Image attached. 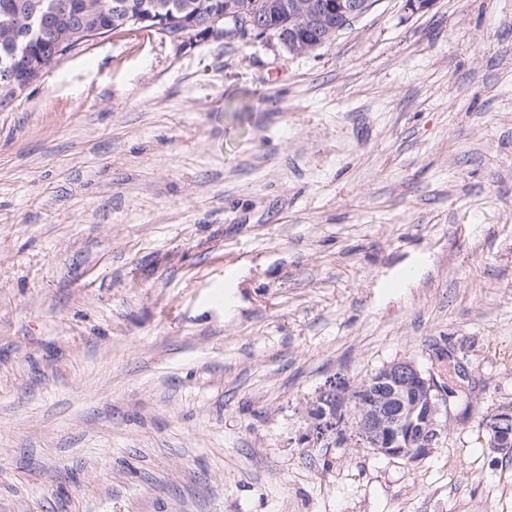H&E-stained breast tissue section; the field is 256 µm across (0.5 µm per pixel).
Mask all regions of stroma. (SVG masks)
Segmentation results:
<instances>
[{
  "mask_svg": "<svg viewBox=\"0 0 512 512\" xmlns=\"http://www.w3.org/2000/svg\"><path fill=\"white\" fill-rule=\"evenodd\" d=\"M454 392L410 463L329 377ZM512 0L86 42L0 101V512H512ZM351 394L357 400L351 422L329 412L327 401L335 396L329 409L336 411V401ZM447 401L436 378L412 360L394 361L354 384L333 376L307 403L309 426L300 441L332 446L342 432L345 446L371 447L378 454L413 462L441 444L447 433V421L441 417L447 413ZM343 441L338 435L335 447ZM488 422L494 436V442L503 446H510L512 443V415L510 416L509 413H499L490 417ZM488 434L492 441L490 430Z\"/></svg>",
  "mask_w": 512,
  "mask_h": 512,
  "instance_id": "stroma-1",
  "label": "stroma"
}]
</instances>
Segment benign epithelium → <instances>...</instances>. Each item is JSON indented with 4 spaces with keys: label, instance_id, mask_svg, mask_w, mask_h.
<instances>
[{
    "label": "benign epithelium",
    "instance_id": "benign-epithelium-1",
    "mask_svg": "<svg viewBox=\"0 0 512 512\" xmlns=\"http://www.w3.org/2000/svg\"><path fill=\"white\" fill-rule=\"evenodd\" d=\"M373 0H263L255 11L244 9L237 0H224V7L203 4L198 13L205 18L209 37H261L268 30L261 27L260 15L288 10L289 21L300 28L326 30L331 33L340 29V24L356 19L370 10ZM115 13L122 15L125 24L141 28L146 24L160 29L169 25L168 17L161 18L140 12L125 2L115 6ZM69 31L56 42H44V56L33 58L28 42L15 39L11 61L0 64V85L15 92L23 90L29 81L25 76L29 69L41 66L45 58H55L63 46L80 37L88 42L108 36L106 30L90 27L85 12L67 5ZM290 53H309L325 42V37L298 41L279 38ZM354 395L357 406L352 420L327 408L333 398H348ZM447 397L441 385L431 374H426L412 360L394 361L358 383H350L342 376L326 380L316 396L307 403L309 426L300 440L305 443L333 445L338 434L346 437L345 445L355 448L369 447L378 454L401 458L413 462L428 455L441 444L447 433V421L442 414L447 410ZM494 442L503 446L512 444V415L499 413L489 419Z\"/></svg>",
    "mask_w": 512,
    "mask_h": 512
}]
</instances>
